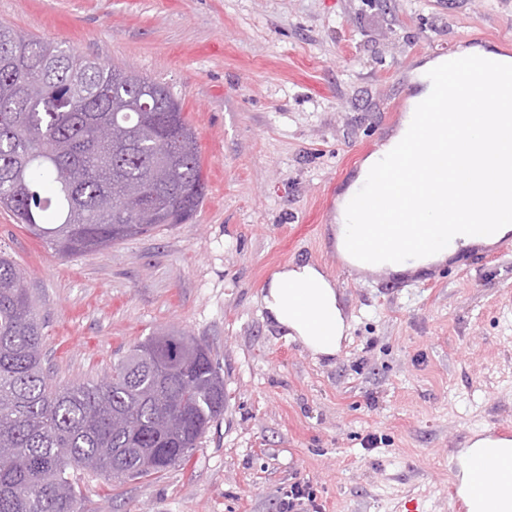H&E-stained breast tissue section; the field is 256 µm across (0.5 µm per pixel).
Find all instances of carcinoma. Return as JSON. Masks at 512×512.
<instances>
[{"label": "carcinoma", "mask_w": 512, "mask_h": 512, "mask_svg": "<svg viewBox=\"0 0 512 512\" xmlns=\"http://www.w3.org/2000/svg\"><path fill=\"white\" fill-rule=\"evenodd\" d=\"M0 205L56 254L83 253L193 219L206 191L197 136L170 89L0 23ZM40 93L21 99L25 74ZM115 137L101 140V125ZM176 164L158 176L156 161ZM181 414L176 433L163 428ZM224 413L209 348L156 333L96 383L53 384L40 316L16 264L0 256V512H80L76 469L118 482L185 461Z\"/></svg>", "instance_id": "cac0c4a2"}]
</instances>
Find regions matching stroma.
Listing matches in <instances>:
<instances>
[{
  "label": "stroma",
  "instance_id": "stroma-1",
  "mask_svg": "<svg viewBox=\"0 0 512 512\" xmlns=\"http://www.w3.org/2000/svg\"><path fill=\"white\" fill-rule=\"evenodd\" d=\"M0 21L169 86L207 184L190 223L73 259L0 208L55 384L103 380L160 329L204 342L224 378L191 457L122 484L77 473L82 512H279L296 484L321 512H450L460 448L512 423V250L366 276L331 226L421 63L512 54V0H0ZM307 261L349 318L333 357L263 312L272 275Z\"/></svg>",
  "mask_w": 512,
  "mask_h": 512
}]
</instances>
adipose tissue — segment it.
Returning <instances> with one entry per match:
<instances>
[{"label": "adipose tissue", "mask_w": 512, "mask_h": 512, "mask_svg": "<svg viewBox=\"0 0 512 512\" xmlns=\"http://www.w3.org/2000/svg\"><path fill=\"white\" fill-rule=\"evenodd\" d=\"M491 153L508 162L492 193L483 180L484 165ZM460 157L462 162L454 171L459 197L452 208L427 215L413 240L393 235L384 239L381 247L359 251L355 243L361 231L350 219L349 204L376 173L377 158L367 157L338 202L335 246L340 257L365 274L390 272L400 276L422 273L445 262L449 252L440 243L447 237L455 238L456 249L468 250L511 234L512 220L495 224L482 238L472 236L468 224L471 212L477 209L512 213V94L499 98L496 111L474 113L469 131L460 138ZM262 304L274 326L286 330L288 336L301 340L318 355H335L349 330L333 283L312 262L293 263L275 272Z\"/></svg>", "instance_id": "ef3b65f1"}]
</instances>
